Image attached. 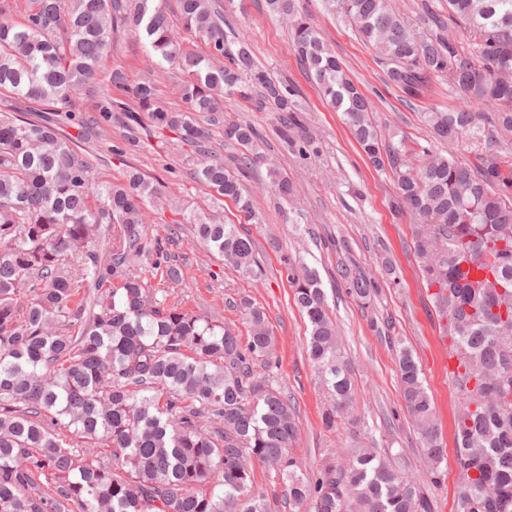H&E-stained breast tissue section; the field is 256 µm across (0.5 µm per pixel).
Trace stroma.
<instances>
[{
  "instance_id": "obj_1",
  "label": "stroma",
  "mask_w": 512,
  "mask_h": 512,
  "mask_svg": "<svg viewBox=\"0 0 512 512\" xmlns=\"http://www.w3.org/2000/svg\"><path fill=\"white\" fill-rule=\"evenodd\" d=\"M234 26L227 41L248 38L256 63L272 76L296 84L307 122L321 146L318 156L303 159L285 150L275 135L277 112L254 99L231 95L224 99L223 117L246 118L262 134L260 157L253 166L248 189L261 215L260 223L247 221L232 201H225L226 223L239 225L252 238L262 273L251 278L225 265L192 236L184 215L210 210L208 190L189 176L200 161L191 147L154 138L131 144L130 132L114 125L99 132L82 147L100 180L122 179L128 168L168 183L170 201L164 211L148 209L150 237L170 240L184 276L173 283L153 271L143 277L151 288L166 291L169 303L232 326L239 334L247 328L239 316L241 298L262 307L275 337L272 350L273 380L296 409L299 435L295 454L307 473L316 472L326 456L352 447L351 425L326 428L322 421L325 396L307 357V324L298 312L292 291L282 275L280 257L292 254L318 269L329 313L335 320L342 351L355 373L352 414L374 447L400 452L410 474L420 479L436 512H453L459 478L453 440L454 415L459 398L448 376L442 341V322L422 278L412 247L413 215L395 211V178L391 171L375 170L366 160L345 123L320 97L302 71L292 48L288 25L271 15L265 0H220ZM328 48L350 78L371 98L374 120L383 137L398 134L426 143L428 131L422 114L454 105L456 95L447 78L434 79L422 98L405 102L401 92L385 83L372 47L355 30L327 12L322 0H299ZM147 48L133 31L120 28L112 34L109 64L124 69L133 79L143 77ZM126 149L116 158L113 147ZM292 180L295 194L279 201L269 191V171ZM396 268L399 286L385 276L382 259ZM346 264L381 283L370 307L347 290L337 273ZM409 347L419 362L424 385L436 411L435 423L446 448L443 476L433 482L425 477L418 436L406 413L395 351L389 336Z\"/></svg>"
}]
</instances>
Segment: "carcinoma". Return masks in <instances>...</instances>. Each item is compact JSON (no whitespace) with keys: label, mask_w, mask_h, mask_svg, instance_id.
<instances>
[{"label":"carcinoma","mask_w":512,"mask_h":512,"mask_svg":"<svg viewBox=\"0 0 512 512\" xmlns=\"http://www.w3.org/2000/svg\"><path fill=\"white\" fill-rule=\"evenodd\" d=\"M21 23L0 0V91L65 113L58 118L0 117V512H267L252 463L282 480L288 504L309 512H434L400 453L349 449L317 474L302 473L292 453L294 406L268 372L273 338L264 311L239 304L248 336L167 304L138 264L175 283L182 269L145 216L164 182L137 171L99 182L80 152L87 135L74 115L76 91L95 98L99 124L119 123L149 139L169 132L204 157L193 177L231 198L254 219L245 180L261 136L246 119L223 124L230 164L211 147L202 115L217 121L224 96L254 90L279 112L276 136L303 157L319 153L292 82L254 61L244 38L225 46L224 8L215 0H24ZM288 19L292 47L322 98L343 112L377 170L396 178V208L415 217L413 249L450 338V371L461 482L457 512H512V152L494 148V132H512V0H448V14L422 4V30L391 0H325L376 52L387 84L417 100L446 77L461 104L423 113L434 140L468 141L461 162L403 136H381L373 103L344 73L296 0H267ZM207 41V55L174 34ZM464 30L467 46L447 35ZM134 31L149 62L185 74L188 108H166L149 78L106 70L112 32ZM128 104L97 90L103 71ZM147 113L144 121L141 113ZM197 241L251 276L260 270L251 238L215 215L185 218ZM118 226L108 248L101 228ZM286 280L308 322V357L330 400L333 428L350 413L354 388L340 353L319 272L283 256ZM338 275L367 304L377 283L342 267ZM393 347L402 396L430 473L439 474L442 442L433 405L411 350ZM267 371L255 372V366ZM44 477L41 487L36 477Z\"/></svg>","instance_id":"1"}]
</instances>
